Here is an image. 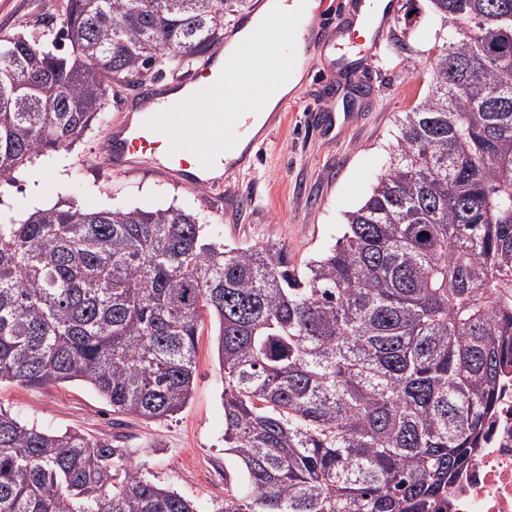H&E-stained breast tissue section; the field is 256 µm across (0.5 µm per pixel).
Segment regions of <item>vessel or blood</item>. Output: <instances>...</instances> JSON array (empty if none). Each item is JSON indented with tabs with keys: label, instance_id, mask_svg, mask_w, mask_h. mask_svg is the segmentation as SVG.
<instances>
[{
	"label": "vessel or blood",
	"instance_id": "vessel-or-blood-1",
	"mask_svg": "<svg viewBox=\"0 0 512 512\" xmlns=\"http://www.w3.org/2000/svg\"><path fill=\"white\" fill-rule=\"evenodd\" d=\"M378 0H357L363 28L387 30L395 19L393 9L377 13ZM344 21V13L330 0H322L314 20L305 27L272 13H262L260 29L276 31L280 41L243 40L233 56H225L223 47H214L209 60L187 79L192 88L190 99L178 104L162 103L153 109L155 123L132 130L129 113L120 109V100H113L117 113L112 135L102 156L114 170L124 171L136 166L133 154L153 148L155 135L163 133L170 139L169 151L154 159L156 170L163 175L176 174L191 186L208 184V171L235 154L238 142L225 130L228 112L244 97H259L287 75L282 42L302 39L318 47L348 54L350 45L333 39L332 34Z\"/></svg>",
	"mask_w": 512,
	"mask_h": 512
}]
</instances>
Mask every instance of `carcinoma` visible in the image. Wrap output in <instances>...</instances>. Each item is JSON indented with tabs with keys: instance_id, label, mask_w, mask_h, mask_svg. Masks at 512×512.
Listing matches in <instances>:
<instances>
[{
	"instance_id": "carcinoma-1",
	"label": "carcinoma",
	"mask_w": 512,
	"mask_h": 512,
	"mask_svg": "<svg viewBox=\"0 0 512 512\" xmlns=\"http://www.w3.org/2000/svg\"><path fill=\"white\" fill-rule=\"evenodd\" d=\"M250 0H65L0 34V194L108 123L116 88L183 72ZM430 88L341 237L295 267L181 208L0 211V382L82 381L171 417L204 314L241 488L211 512H445L512 369V0H429ZM0 512H201L108 438L0 409Z\"/></svg>"
}]
</instances>
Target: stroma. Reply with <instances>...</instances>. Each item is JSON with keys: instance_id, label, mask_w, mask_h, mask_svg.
Here are the masks:
<instances>
[{"instance_id": "obj_1", "label": "stroma", "mask_w": 512, "mask_h": 512, "mask_svg": "<svg viewBox=\"0 0 512 512\" xmlns=\"http://www.w3.org/2000/svg\"><path fill=\"white\" fill-rule=\"evenodd\" d=\"M62 3L0 0V31L48 23ZM434 24L426 0H404L378 55L343 73L337 72L333 55L316 58L291 93L295 109L273 125L251 164L230 173L222 188H192L161 177L147 160L132 171L113 172L101 159L109 132L96 128L72 147V170L34 158L17 173L10 192L0 196V209L22 218L68 202L78 179L94 190L99 206L181 207L199 216L206 234H219L227 245L274 246L291 263L303 265L334 245L347 213L366 200L388 168L395 115L411 110L429 89L427 32ZM398 33L404 39L396 47L392 39ZM327 95L335 100L336 128L321 136L307 115L322 107ZM215 345L213 324L204 321L192 397L168 419L115 413L80 381L46 388L5 382L0 406L55 432L80 429L112 439L132 450L133 461L153 481L207 506L239 482L235 461L224 453V378Z\"/></svg>"}]
</instances>
